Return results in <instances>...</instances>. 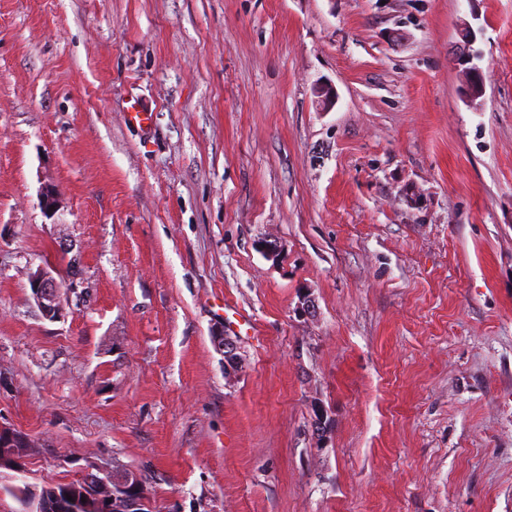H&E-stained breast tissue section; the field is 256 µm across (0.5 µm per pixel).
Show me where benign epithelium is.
<instances>
[{"label": "benign epithelium", "mask_w": 512, "mask_h": 512, "mask_svg": "<svg viewBox=\"0 0 512 512\" xmlns=\"http://www.w3.org/2000/svg\"><path fill=\"white\" fill-rule=\"evenodd\" d=\"M484 82L479 72L468 69V79L465 86V96L471 104L483 97ZM29 287L37 308L42 315L54 320L63 316L65 303L60 295L57 281L45 267H39L28 275ZM213 342L218 351L224 356V371L227 374L235 373L241 368L240 346L238 340L225 330H217L212 335ZM312 434L321 439L331 431V421L323 410L317 411L311 424ZM110 479L115 487V493L110 495L113 512H150L151 501L144 489L141 475L130 468H118L110 464L91 465L80 469L78 481L83 487H70L65 493L72 496V500L62 498L53 506L57 512H82L84 503L81 498L86 491L101 487L99 481Z\"/></svg>", "instance_id": "7a95c632"}]
</instances>
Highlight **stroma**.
<instances>
[{"instance_id":"1","label":"stroma","mask_w":512,"mask_h":512,"mask_svg":"<svg viewBox=\"0 0 512 512\" xmlns=\"http://www.w3.org/2000/svg\"><path fill=\"white\" fill-rule=\"evenodd\" d=\"M0 424L34 492L512 512V0H0ZM29 287L37 308L49 320L63 316L65 303L57 281L46 267H39L28 275ZM213 342L218 351L224 356V371L226 374L235 373L241 368L240 346L236 337L225 330H216L212 335ZM79 477L76 479L82 483L84 489H99L103 486L98 482L102 479H110L112 485L110 495L112 510L115 512H147L153 511L151 501L144 489L141 475L130 468L112 467L110 464L91 465L80 468ZM79 487H70L64 491L62 500L53 506V509L62 512H81L84 503L81 497L86 496L85 490ZM113 491L116 493L113 494ZM66 494L72 496V501L67 500ZM115 505V506H113ZM54 510V511H55Z\"/></svg>"}]
</instances>
